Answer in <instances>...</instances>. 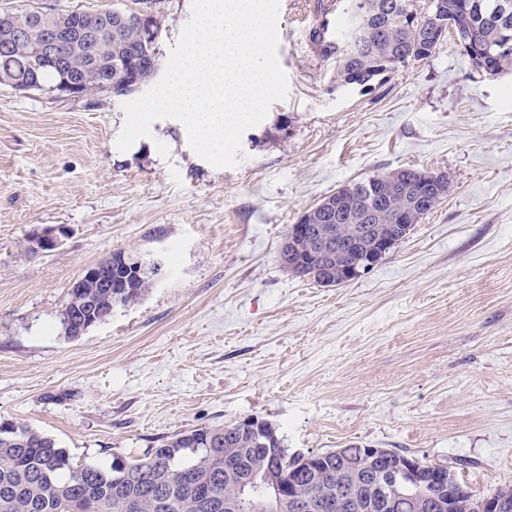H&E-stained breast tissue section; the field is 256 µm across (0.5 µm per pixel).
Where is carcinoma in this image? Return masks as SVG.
Returning <instances> with one entry per match:
<instances>
[{
	"instance_id": "carcinoma-1",
	"label": "carcinoma",
	"mask_w": 512,
	"mask_h": 512,
	"mask_svg": "<svg viewBox=\"0 0 512 512\" xmlns=\"http://www.w3.org/2000/svg\"><path fill=\"white\" fill-rule=\"evenodd\" d=\"M380 14L369 18L361 29V43L352 49L348 33L353 26L351 0H332L323 8L326 17L341 10L347 17L344 29L333 31L323 21L309 33L310 42L336 74V87H366L385 73L409 63L424 60L438 45H427L421 54L419 45L424 32L440 20L447 21V33L456 46L470 55L466 43L489 48L487 63L500 72L512 68V0H434L439 8L429 7L416 18L410 29L395 5L404 0H377ZM41 28L31 29L27 41L15 42L0 36V75L20 88L38 77L42 86H54L61 73L43 69L34 73L28 43L39 38ZM70 65L86 72L90 82L112 73L115 96L127 98L138 92L131 87L129 72L140 71L144 83H150L160 68L158 45L142 43L129 27L122 39L106 38L100 47L90 50L81 43L64 49ZM392 182L378 176L356 181L357 191L332 194V208L318 209L310 228L318 230L312 238H299L280 248L283 268L294 276L324 285L325 268L354 267L362 260L364 245L359 230L374 224L392 233V211L403 208L417 219L431 212L438 202L419 198L420 183L429 180L438 187L450 183L446 172H427L402 168L389 172ZM125 255L141 263L147 273L131 268L121 273L125 291H111L99 281L86 280L82 287L68 293L60 313L64 335L76 338L80 329L93 327L112 316V307L141 299L154 285L151 261L131 250ZM321 480L311 485L302 456L288 454L282 436L272 427L262 430V437L239 423L187 430L173 435L161 448H153L143 458L125 457L121 467L102 468L94 464H73L65 449L44 432L21 423H0V512H125L124 502L134 499L138 512H203L199 490L210 494L214 506L210 512H224V499L237 493V476L261 475L269 462L279 466L285 479L306 495L315 490L328 498L344 483L360 493L369 491V482L381 469L403 462L404 452L386 450L380 464L367 469L361 446L336 448L321 453ZM239 462L234 475L224 469V460ZM166 508L158 507L160 501ZM390 512H441L429 498L417 502L411 490L402 491Z\"/></svg>"
}]
</instances>
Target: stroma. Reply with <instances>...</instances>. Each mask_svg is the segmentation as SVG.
Here are the masks:
<instances>
[{"label": "stroma", "instance_id": "stroma-1", "mask_svg": "<svg viewBox=\"0 0 512 512\" xmlns=\"http://www.w3.org/2000/svg\"><path fill=\"white\" fill-rule=\"evenodd\" d=\"M315 4L281 0L288 97L233 169L168 119L118 151L110 96L0 86V423L107 466L258 417L292 454L388 448L480 492L512 485V69L480 71L448 38L340 90L309 42ZM399 168L450 188L371 271L322 287L282 268L304 211ZM50 229L61 247L33 248ZM119 248L160 261L154 287L66 338L69 283Z\"/></svg>", "mask_w": 512, "mask_h": 512}]
</instances>
